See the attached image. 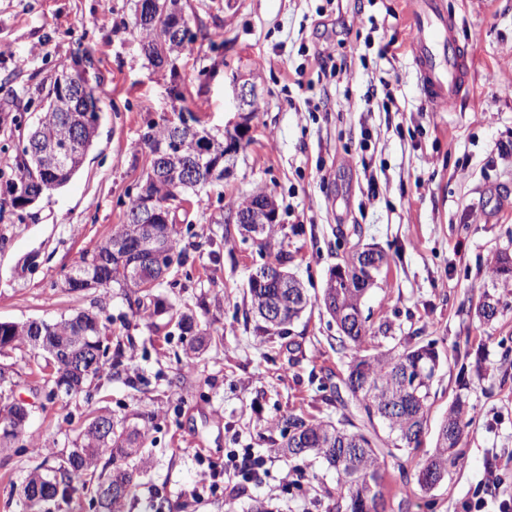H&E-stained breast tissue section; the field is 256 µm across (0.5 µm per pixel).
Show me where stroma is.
<instances>
[{"mask_svg":"<svg viewBox=\"0 0 512 512\" xmlns=\"http://www.w3.org/2000/svg\"><path fill=\"white\" fill-rule=\"evenodd\" d=\"M136 0H0V80L11 81L14 112L37 121L39 93L62 68L91 51L102 79L99 136L81 170L61 189L23 209L6 201L19 132L0 121V321H54L80 311L108 320L109 346L123 349L121 374L99 388L48 402L33 350L0 352L16 398L33 414L23 448L0 451V512H27L18 488L41 460L57 464L91 412L113 420L154 416L149 460L127 512H248L254 500L274 512H336V476L312 459L269 456L278 421L291 414L337 421L336 385L355 347L336 346V327L312 307L284 336H258L244 287L262 263L225 207L256 191L279 205L273 249L309 295L358 242L389 256L366 292L370 324L389 321L397 339L437 340L446 353L431 394L428 431L412 460L435 445L442 418L465 394L463 467L430 490L390 470L384 512H461L483 496L485 512L512 499V471L497 493H483L491 462L512 456V293L496 319L476 314L490 290L498 251L512 252V0H444L456 35L473 55L463 98L433 108L407 44L406 0H188L192 30L221 34L223 48L197 41L178 75L154 70L139 48ZM344 64L342 82L325 76L321 50ZM216 68L201 84L199 71ZM258 86L250 143L231 173L178 213L189 259L166 303L189 307L205 346L187 356L165 317L147 323L119 288L68 292L65 278L108 229L125 219L128 191L150 164L147 121L200 117L224 133L238 119L232 76ZM495 84H488V77ZM184 95L177 101L172 87ZM377 87L366 98L368 87ZM332 386L321 389V378ZM54 439L50 457L36 442ZM266 459L259 479L230 476L229 450ZM224 471L200 483L208 466Z\"/></svg>","mask_w":512,"mask_h":512,"instance_id":"obj_1","label":"stroma"}]
</instances>
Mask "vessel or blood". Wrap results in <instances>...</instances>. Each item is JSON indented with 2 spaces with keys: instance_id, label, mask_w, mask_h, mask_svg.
I'll use <instances>...</instances> for the list:
<instances>
[{
  "instance_id": "b4317fda",
  "label": "vessel or blood",
  "mask_w": 512,
  "mask_h": 512,
  "mask_svg": "<svg viewBox=\"0 0 512 512\" xmlns=\"http://www.w3.org/2000/svg\"><path fill=\"white\" fill-rule=\"evenodd\" d=\"M413 65L429 103L462 97L468 89V50L456 39L443 0H411Z\"/></svg>"
}]
</instances>
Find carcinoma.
I'll list each match as a JSON object with an SVG mask.
<instances>
[{"mask_svg":"<svg viewBox=\"0 0 512 512\" xmlns=\"http://www.w3.org/2000/svg\"><path fill=\"white\" fill-rule=\"evenodd\" d=\"M183 12L182 0H147L142 5L139 29V48L152 66L160 59V50L153 46L154 30L171 24L177 14ZM62 75H57L44 96L42 108L35 127L23 141L18 172L27 175V182L15 177L7 184L10 204L14 208H24L46 192L58 189L82 168L88 152L97 138L101 109L96 87L78 86L69 89L66 99L59 106L52 101L59 90ZM84 116L87 125L82 127L83 139L77 142L71 154L55 167L41 169L39 151L50 141L62 134L71 116ZM199 124L194 115L179 117V121L163 120L151 122L143 134V140L150 147L162 143L171 144L179 153V162L193 164L200 168L195 180L185 182L180 188L181 195L198 194L208 182L205 171L217 162L224 165V138L207 134L214 141L211 153H197L193 138L187 136V123ZM148 206L143 204L138 193L128 194L125 221L112 225L104 241L82 261L65 280V288L70 292H80L88 280L107 282V287L118 286L136 295L138 313L150 320L158 313L167 312L170 319L176 320L183 334L195 335V319L190 310L182 308H154L144 304L154 297L155 288L161 282L154 280L151 270L135 277L119 259L112 256L106 245L115 237L124 239L127 254L135 256L140 240L147 233L161 238L166 244L168 258L174 261L173 267L185 265L188 253L182 246L181 230L174 219L166 212H158L153 222L145 223ZM276 225L263 224L256 229L250 224L239 225L244 236L252 238L260 254L267 253L270 239ZM376 252L378 265L365 270L362 257L368 252ZM386 262L385 254L372 247L355 249L344 260V266L355 271L352 278L344 281L328 279L322 289L320 303L332 318L344 315L337 324L339 336L336 343L346 348L352 343L359 347L381 334L391 330L389 322L379 324L376 330L367 327L362 317L361 303L364 294ZM269 263L275 267L274 280L264 277L250 278L248 296L252 312L260 314L263 307H273L280 318L276 322L262 321L257 329L269 334H287V325L311 303L305 289L287 271L288 256L283 252L274 255ZM494 287L507 291L512 289V254L503 251L497 255L492 267ZM106 330L98 314L79 312L59 320L31 321L25 324L0 322V349L31 348L38 350L42 365L38 366L44 383L50 386H63L65 393L78 395L86 385L104 377L110 379L119 374L121 359L109 356V347L102 343L100 336ZM61 345L71 349L91 347L93 369L80 372L65 358L51 359L50 351ZM441 357L436 341L424 345L405 342L401 346L384 348L372 346V352H356L350 358L344 388L355 402L362 426L350 430L322 421L307 420L290 415L284 420L283 442L274 453L289 457H303L320 460L334 470L337 481L336 512H382L384 502V482L388 465L392 464L405 471V455L411 448H417L427 423L429 397L432 384L440 366ZM14 396L12 389L0 387V422L6 421L13 413ZM465 402L457 399L449 408L443 425H452L456 431L453 443L448 438L437 436L436 445L424 459L415 465V477L421 473L448 475L451 468L462 465V456L457 449L466 427ZM91 420L79 434L64 464L56 469H46L44 464L35 466L24 479L21 495L32 512H40L41 506L58 497L69 500L74 496L90 497L91 504L99 512H125L129 497L138 487L136 470L128 466V461L140 457L146 441V431L138 428L110 426L100 435L95 433L97 421ZM112 458V472L105 478H98L91 485L87 478L95 476L101 460Z\"/></svg>","mask_w":512,"mask_h":512,"instance_id":"1","label":"carcinoma"}]
</instances>
